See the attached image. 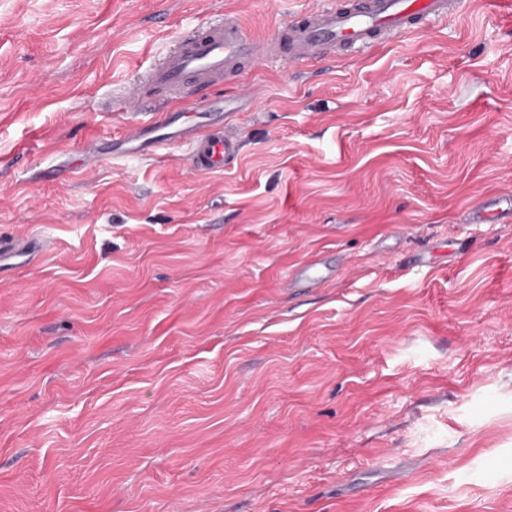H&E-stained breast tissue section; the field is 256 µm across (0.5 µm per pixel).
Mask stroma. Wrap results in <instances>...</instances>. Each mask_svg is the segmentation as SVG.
Listing matches in <instances>:
<instances>
[{
    "label": "stroma",
    "instance_id": "obj_1",
    "mask_svg": "<svg viewBox=\"0 0 512 512\" xmlns=\"http://www.w3.org/2000/svg\"><path fill=\"white\" fill-rule=\"evenodd\" d=\"M317 2L0 0V512H512V0L225 82L224 171L77 164L185 33ZM30 247L19 238H5L0 236V267L4 265H12L8 263L10 260L25 257L29 254Z\"/></svg>",
    "mask_w": 512,
    "mask_h": 512
}]
</instances>
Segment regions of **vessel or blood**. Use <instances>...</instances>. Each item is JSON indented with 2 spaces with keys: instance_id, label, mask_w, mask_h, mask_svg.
Segmentation results:
<instances>
[{
  "instance_id": "b4317fda",
  "label": "vessel or blood",
  "mask_w": 512,
  "mask_h": 512,
  "mask_svg": "<svg viewBox=\"0 0 512 512\" xmlns=\"http://www.w3.org/2000/svg\"><path fill=\"white\" fill-rule=\"evenodd\" d=\"M466 0H327L326 4L291 17L276 35L260 41L243 30L237 19L202 27L167 53L147 75L156 105L166 104L173 91L193 88L205 95L207 110L198 120L166 113L161 121L128 125L112 141L116 157H140L172 145L189 146V167L197 172L223 170L235 157L240 142L233 120L237 112L252 111L255 99L237 98L236 108L213 91L240 76L264 58L312 62L341 51L366 50L414 30L423 21L447 18ZM29 245L19 238L0 236V267L27 256Z\"/></svg>"
}]
</instances>
